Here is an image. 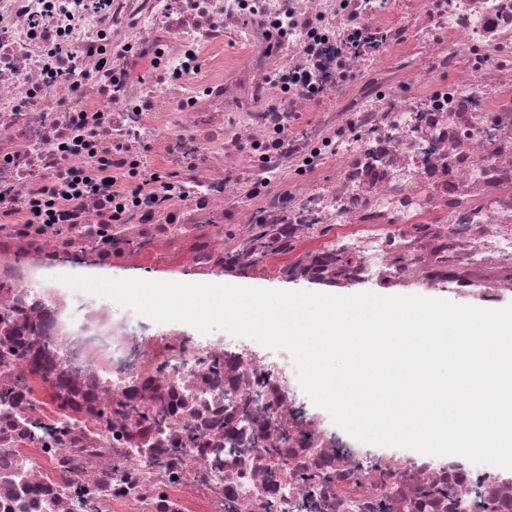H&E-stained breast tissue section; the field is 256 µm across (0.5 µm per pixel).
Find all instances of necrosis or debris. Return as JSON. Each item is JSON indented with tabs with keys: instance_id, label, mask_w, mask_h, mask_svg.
Returning a JSON list of instances; mask_svg holds the SVG:
<instances>
[{
	"instance_id": "1",
	"label": "necrosis or debris",
	"mask_w": 512,
	"mask_h": 512,
	"mask_svg": "<svg viewBox=\"0 0 512 512\" xmlns=\"http://www.w3.org/2000/svg\"><path fill=\"white\" fill-rule=\"evenodd\" d=\"M101 126L111 215L34 217ZM88 262L511 295L512 0H0V512H512L510 470L352 447L256 341L43 275Z\"/></svg>"
}]
</instances>
